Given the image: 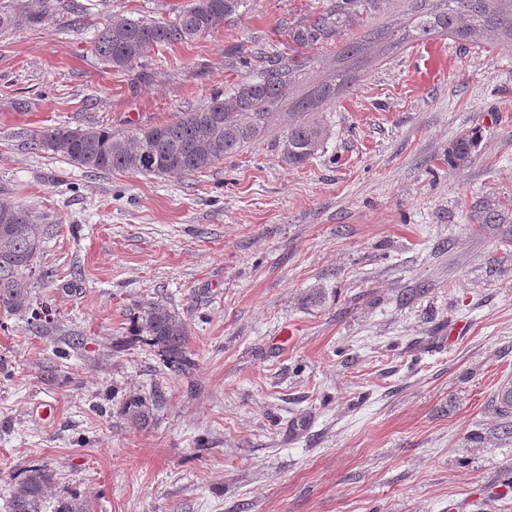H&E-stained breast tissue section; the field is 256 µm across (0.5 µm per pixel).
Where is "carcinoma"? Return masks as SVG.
I'll use <instances>...</instances> for the list:
<instances>
[{
	"instance_id": "obj_1",
	"label": "carcinoma",
	"mask_w": 512,
	"mask_h": 512,
	"mask_svg": "<svg viewBox=\"0 0 512 512\" xmlns=\"http://www.w3.org/2000/svg\"><path fill=\"white\" fill-rule=\"evenodd\" d=\"M245 0H190L170 22L145 21L114 13L97 30L94 50L108 68L126 73L142 64L147 54L161 45L186 43L208 33L236 14ZM370 0H336L306 27L289 33L292 44L310 48L325 35L339 30L350 18L367 9ZM82 13L74 0H3L0 3V36L41 25L56 12ZM413 26L386 33L389 47L409 40L424 41L449 35L475 41L488 33L512 44V0H412ZM293 66L266 68L251 80L242 81L229 93L216 92L197 108L179 112L171 121L117 133L110 129L45 128L34 134V145L68 159L88 173L121 171L138 175H188L201 173L240 152L267 129L278 111L285 89L294 76ZM339 88L324 84L297 104V119L288 123L283 157L292 167H303L321 150L326 127L316 118L324 104L334 100ZM479 132L462 134L448 145V163L461 167L471 160ZM41 238L32 211L10 201L0 202V311L30 317L38 329L50 323L46 306L37 303L35 288L51 277L36 274ZM131 333L144 337L164 353L167 368L182 370L187 362L188 329L185 322L163 304L147 300L130 318ZM493 412L512 433V388L500 390L492 400ZM133 398L128 411L138 420L149 417L150 406ZM53 476L33 467L26 471L10 503V512H42ZM56 512H90L89 504L76 496L58 500Z\"/></svg>"
}]
</instances>
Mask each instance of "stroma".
<instances>
[{
    "label": "stroma",
    "mask_w": 512,
    "mask_h": 512,
    "mask_svg": "<svg viewBox=\"0 0 512 512\" xmlns=\"http://www.w3.org/2000/svg\"><path fill=\"white\" fill-rule=\"evenodd\" d=\"M81 2L82 25L0 38V201L47 226L52 273L46 330L0 312V512L29 466L53 475L44 512L63 494L92 512H512V434L490 407L512 380V47L372 48L324 106L316 159L288 166L289 114L334 80L341 45L409 18L410 0H376L289 50L295 81L242 152L190 175L94 174L32 136L169 121L256 76L241 58L330 0H248L138 74L101 63L97 28L187 0ZM312 288L325 303L303 305ZM148 299L185 322L186 370L127 336ZM157 390L147 421L126 413ZM472 134H462L448 145V163L452 167H462L471 160L479 142V132L475 129Z\"/></svg>",
    "instance_id": "1"
}]
</instances>
